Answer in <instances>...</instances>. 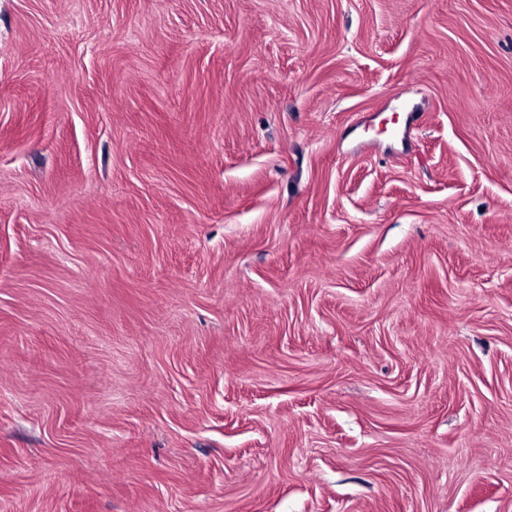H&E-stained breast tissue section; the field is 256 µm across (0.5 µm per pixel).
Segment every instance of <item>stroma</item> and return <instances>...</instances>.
Returning <instances> with one entry per match:
<instances>
[{"label": "stroma", "mask_w": 512, "mask_h": 512, "mask_svg": "<svg viewBox=\"0 0 512 512\" xmlns=\"http://www.w3.org/2000/svg\"><path fill=\"white\" fill-rule=\"evenodd\" d=\"M0 512H512V0H0Z\"/></svg>", "instance_id": "35a3bbf8"}]
</instances>
